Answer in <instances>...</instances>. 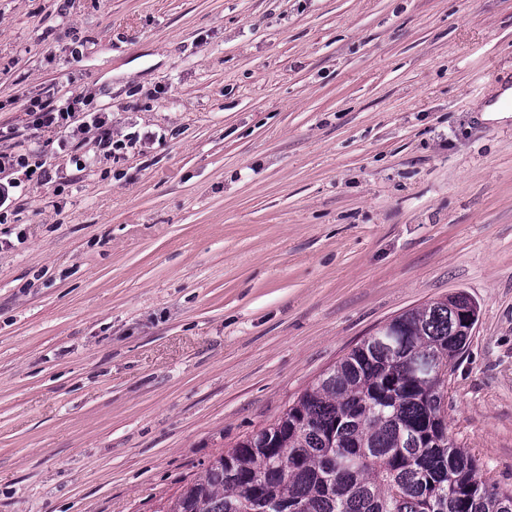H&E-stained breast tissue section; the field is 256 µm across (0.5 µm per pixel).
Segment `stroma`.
Returning <instances> with one entry per match:
<instances>
[{
    "label": "stroma",
    "instance_id": "1",
    "mask_svg": "<svg viewBox=\"0 0 512 512\" xmlns=\"http://www.w3.org/2000/svg\"><path fill=\"white\" fill-rule=\"evenodd\" d=\"M512 0H0V512H162L406 310L478 321L448 432L512 489ZM86 168H77L76 158ZM86 94H75L64 99L60 104L43 101H29L25 112L28 116V130L31 139L42 142L41 148L48 147V140L44 141L49 133L65 131L71 125L78 123L77 131L97 132V141L103 155L112 156V153L127 147L136 146L139 135H127L126 139L112 141V127L103 112L91 111L87 107ZM44 151L26 150L24 153H0V173L23 170L27 180H31L36 175L37 182H46L49 180V175L43 167L45 165V161L42 159ZM28 170H31V173H28Z\"/></svg>",
    "mask_w": 512,
    "mask_h": 512
}]
</instances>
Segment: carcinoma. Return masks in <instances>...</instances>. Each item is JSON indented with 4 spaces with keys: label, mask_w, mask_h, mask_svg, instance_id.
<instances>
[{
    "label": "carcinoma",
    "mask_w": 512,
    "mask_h": 512,
    "mask_svg": "<svg viewBox=\"0 0 512 512\" xmlns=\"http://www.w3.org/2000/svg\"><path fill=\"white\" fill-rule=\"evenodd\" d=\"M463 293L406 311L322 373L275 422L214 457L166 512H512L448 434Z\"/></svg>",
    "instance_id": "cac0c4a2"
}]
</instances>
